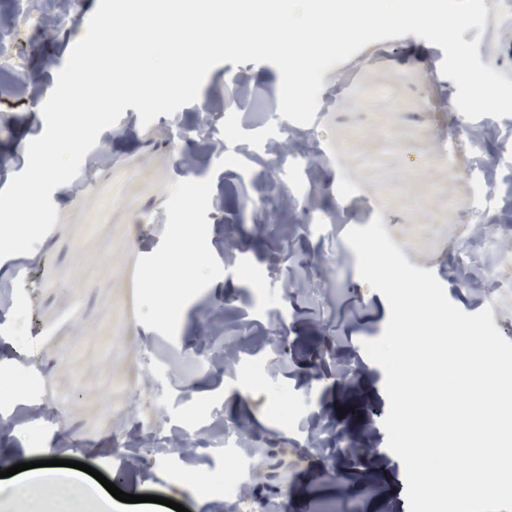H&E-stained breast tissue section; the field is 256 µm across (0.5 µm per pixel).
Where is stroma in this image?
<instances>
[{
    "mask_svg": "<svg viewBox=\"0 0 512 512\" xmlns=\"http://www.w3.org/2000/svg\"><path fill=\"white\" fill-rule=\"evenodd\" d=\"M99 0H81L80 19L20 36L8 50L25 67L0 71V190L22 172L39 137L41 103L56 83ZM484 65L512 76V35L490 18L468 29ZM323 75L335 106L311 125L277 117L227 133L231 78L257 89L258 111L279 104L275 66L214 67L198 99L141 126L127 108L107 130L106 161L82 164L56 188L52 230L28 256L0 258V285L14 304L0 313V461L6 466L60 455L85 463L134 503L114 512H237L243 487L266 491L258 447L282 450L278 507L288 512H408L404 468L387 447L384 372L362 343L381 336L384 296L358 276L348 228L381 216L414 267L433 271L447 298L476 313L491 308L512 341V303L472 297L451 248L470 212L487 208L512 228V116H484V155L495 184L449 174L439 121L456 84L441 75L443 50L415 35L371 43ZM193 241L177 252L176 236ZM34 279L21 276L23 261ZM191 268L215 281L195 289L176 318L159 308L160 267ZM259 375L261 387L245 393ZM238 423L252 414L254 453L203 450L162 455L155 438L193 431L214 413ZM203 469L207 481L190 479ZM0 512H97L78 486L66 498L39 489L0 494Z\"/></svg>",
    "mask_w": 512,
    "mask_h": 512,
    "instance_id": "obj_1",
    "label": "stroma"
}]
</instances>
